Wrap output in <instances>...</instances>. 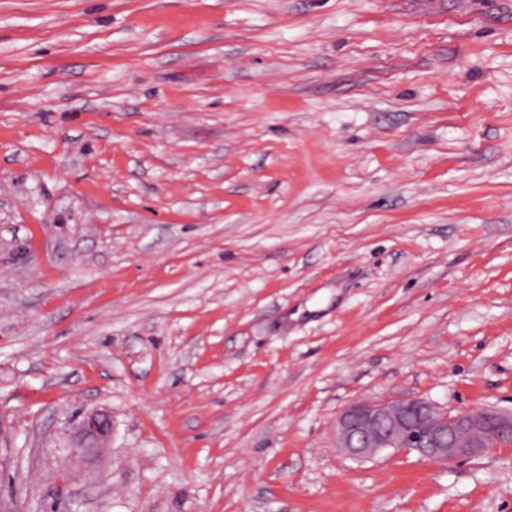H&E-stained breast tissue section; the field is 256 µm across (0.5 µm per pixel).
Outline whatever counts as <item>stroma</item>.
<instances>
[{
    "instance_id": "obj_1",
    "label": "stroma",
    "mask_w": 512,
    "mask_h": 512,
    "mask_svg": "<svg viewBox=\"0 0 512 512\" xmlns=\"http://www.w3.org/2000/svg\"><path fill=\"white\" fill-rule=\"evenodd\" d=\"M397 396L512 414V0H0V501L512 512ZM512 436V415L482 410L440 411L420 398L360 400L337 422L338 448L356 460L385 450L416 453L421 460L451 463L479 456Z\"/></svg>"
}]
</instances>
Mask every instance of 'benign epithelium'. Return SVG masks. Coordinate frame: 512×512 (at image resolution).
<instances>
[{"mask_svg": "<svg viewBox=\"0 0 512 512\" xmlns=\"http://www.w3.org/2000/svg\"><path fill=\"white\" fill-rule=\"evenodd\" d=\"M85 429L101 435L108 428L102 414L87 417ZM512 436V415L472 409L441 411L420 398L360 400L337 422L338 448L356 460L385 450L416 453L420 459L451 463L479 456Z\"/></svg>", "mask_w": 512, "mask_h": 512, "instance_id": "7a95c632", "label": "benign epithelium"}]
</instances>
